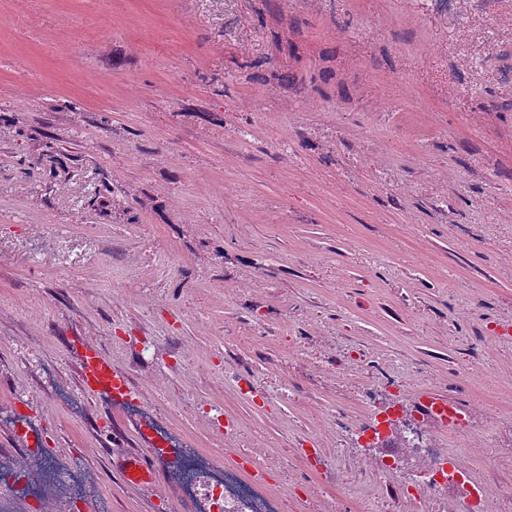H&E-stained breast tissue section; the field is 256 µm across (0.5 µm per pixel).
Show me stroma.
Segmentation results:
<instances>
[{"label": "stroma", "mask_w": 512, "mask_h": 512, "mask_svg": "<svg viewBox=\"0 0 512 512\" xmlns=\"http://www.w3.org/2000/svg\"><path fill=\"white\" fill-rule=\"evenodd\" d=\"M476 302L512 317V0H0V462L24 463L22 406L112 512H195L124 480L153 451L81 386L80 336L175 443L265 449L304 488L295 444L336 443L316 403L360 397L332 352L403 349L447 394ZM464 397L443 443L495 458L493 498L512 411Z\"/></svg>", "instance_id": "obj_1"}]
</instances>
